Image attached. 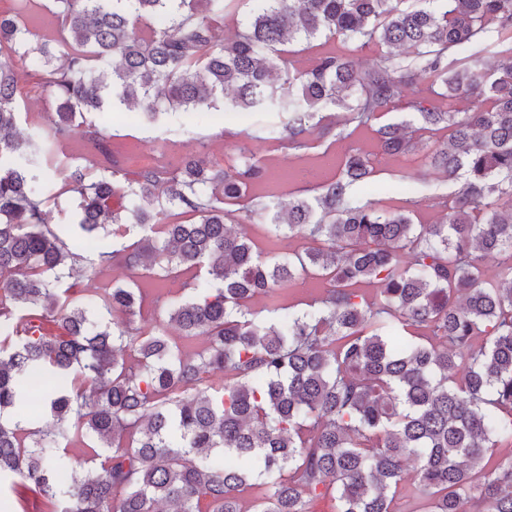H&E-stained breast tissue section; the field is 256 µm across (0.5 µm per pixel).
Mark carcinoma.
Listing matches in <instances>:
<instances>
[{"instance_id": "1", "label": "carcinoma", "mask_w": 512, "mask_h": 512, "mask_svg": "<svg viewBox=\"0 0 512 512\" xmlns=\"http://www.w3.org/2000/svg\"><path fill=\"white\" fill-rule=\"evenodd\" d=\"M31 2L0 15V56L33 66L54 104L23 135L17 75L0 62V497L31 493L43 512H310L316 498L397 512L423 494L428 512H512V455L495 452L512 444V0H260L224 42L233 0H51L49 36ZM328 34L383 48L379 61L360 71L324 51L288 67L294 41ZM477 42L488 60L458 62ZM226 92L277 114L292 145L373 123L381 155L408 156L444 132L423 163L464 182L436 223L416 224L355 196L375 169L351 154L313 199L273 212L270 256L225 223L267 179L259 160L127 172L112 156V112L153 123ZM399 106L411 119L386 118ZM78 128L75 157L61 146ZM34 168L62 180L82 240L112 248L89 258L47 223ZM174 209L193 221H170ZM481 253L499 258L491 277ZM110 267L126 279L91 289ZM141 278L180 282L166 313L182 343ZM299 280L323 285L314 310L251 313ZM91 290L95 321L80 303ZM44 373L56 382L36 421H3ZM75 437L88 466L64 483ZM253 486L264 494L245 510Z\"/></svg>"}]
</instances>
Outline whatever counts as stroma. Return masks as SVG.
Returning <instances> with one entry per match:
<instances>
[{
    "label": "stroma",
    "instance_id": "obj_1",
    "mask_svg": "<svg viewBox=\"0 0 512 512\" xmlns=\"http://www.w3.org/2000/svg\"><path fill=\"white\" fill-rule=\"evenodd\" d=\"M323 48L350 56L358 68H371L381 49L361 42H347L339 38L319 37L312 41L294 43L291 57L294 68L303 70L312 63L314 54ZM18 99L21 104L19 128L23 134L39 131L52 103L37 87L32 67L16 61ZM279 123L272 114L239 112L230 105L201 112H174L156 123L144 122L135 112H117L113 115L110 145L123 167L135 171L151 163L159 153L177 158L194 153L218 162L238 156L240 148H247L264 163L269 172L266 182L252 190L261 201L287 203L298 197H312L316 186L336 174L335 167L325 165L322 152L339 159L351 153H362L375 158V174L371 181L357 186L355 195L361 199L378 201L386 210L411 208L415 223H435L438 213L426 207L429 197H453L457 183L443 181L429 175L421 156L386 157L379 155L371 130L359 128L347 131L345 138L313 136L306 146L294 148L274 139L272 130ZM46 197L48 222L68 239L78 233L72 217V197L58 195V187L39 177L36 182Z\"/></svg>",
    "mask_w": 512,
    "mask_h": 512
}]
</instances>
